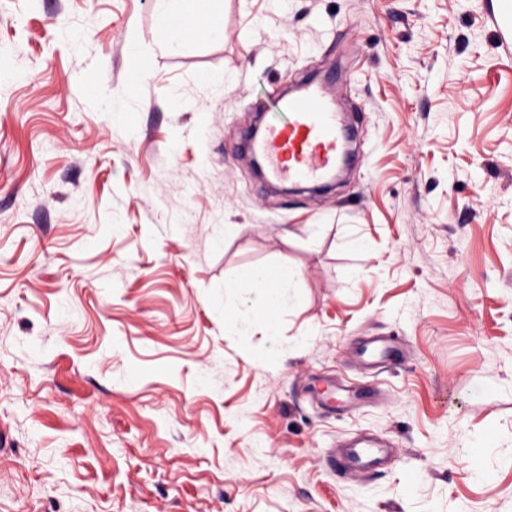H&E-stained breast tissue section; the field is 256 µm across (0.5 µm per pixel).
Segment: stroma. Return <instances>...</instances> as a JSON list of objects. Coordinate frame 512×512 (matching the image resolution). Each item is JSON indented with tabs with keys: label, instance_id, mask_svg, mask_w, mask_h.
Returning a JSON list of instances; mask_svg holds the SVG:
<instances>
[{
	"label": "stroma",
	"instance_id": "1",
	"mask_svg": "<svg viewBox=\"0 0 512 512\" xmlns=\"http://www.w3.org/2000/svg\"><path fill=\"white\" fill-rule=\"evenodd\" d=\"M221 20L172 52L155 0H0V512H512V10ZM313 73L359 161L283 194L241 139ZM281 263L277 340L227 321ZM369 336L406 360L366 371ZM362 432L394 459L328 469Z\"/></svg>",
	"mask_w": 512,
	"mask_h": 512
}]
</instances>
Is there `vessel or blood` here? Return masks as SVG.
Here are the masks:
<instances>
[{
	"instance_id": "obj_1",
	"label": "vessel or blood",
	"mask_w": 512,
	"mask_h": 512,
	"mask_svg": "<svg viewBox=\"0 0 512 512\" xmlns=\"http://www.w3.org/2000/svg\"><path fill=\"white\" fill-rule=\"evenodd\" d=\"M333 102L332 87L320 84L306 85L281 100L284 121L267 123L248 143L270 179L317 181L335 169L342 145L338 135L341 116ZM357 356L368 367L383 360L403 358L391 336L370 337L358 348ZM392 452L390 444L366 436L331 449L326 462L341 474L367 471L378 467Z\"/></svg>"
}]
</instances>
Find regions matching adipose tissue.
I'll return each mask as SVG.
<instances>
[{
	"instance_id": "adipose-tissue-1",
	"label": "adipose tissue",
	"mask_w": 512,
	"mask_h": 512,
	"mask_svg": "<svg viewBox=\"0 0 512 512\" xmlns=\"http://www.w3.org/2000/svg\"><path fill=\"white\" fill-rule=\"evenodd\" d=\"M179 0H156L158 17L164 22L165 27L160 34V39L168 47L179 48L186 41L187 36L178 24L185 20L187 15H206L207 23L198 29L199 34L210 39H220L224 36L223 24L216 10L218 0H189V12H182L178 7ZM275 276L276 285L273 289H266L265 282L268 276ZM296 272L288 265H278L272 268L259 267L252 271L251 281L253 288L252 297L245 302L247 310L255 313L256 320L269 334H276L278 320L276 314L282 311L288 303L286 288Z\"/></svg>"
}]
</instances>
